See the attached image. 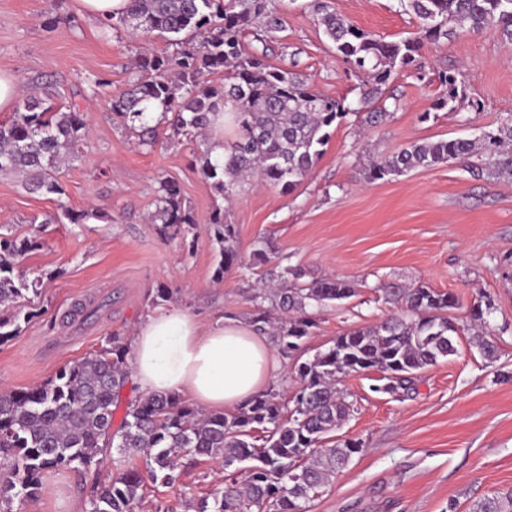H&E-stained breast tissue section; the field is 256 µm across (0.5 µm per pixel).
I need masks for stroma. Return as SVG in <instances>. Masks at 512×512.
Segmentation results:
<instances>
[{
    "label": "stroma",
    "mask_w": 512,
    "mask_h": 512,
    "mask_svg": "<svg viewBox=\"0 0 512 512\" xmlns=\"http://www.w3.org/2000/svg\"><path fill=\"white\" fill-rule=\"evenodd\" d=\"M324 0H276L283 28L268 58L272 66L306 76L323 96L357 101L364 77L351 70L317 23ZM348 22L387 40L414 35L419 19L397 0H325ZM61 16L50 29L47 18ZM164 39L144 41L125 29L103 30L78 0H0V72L26 89L61 103L78 100L86 113L88 146L59 173L63 196L27 190L19 175H0V228L33 237L36 249L19 260L40 280L37 315L0 343V391L42 384L63 367L132 337L152 311L177 306L203 324L247 321L256 286L277 287L283 267L302 269L304 283L341 277L356 296L314 309L317 326L303 358L332 346L352 328L368 327L397 306L387 284L425 285L450 292L459 305L447 312L457 326L458 352L421 370L413 391H379L381 372L354 373L341 382L354 412L333 437L361 450L310 505V512H471L473 503L512 489V178L474 176L467 163L416 169L395 180L366 181L372 158L411 142L476 138L512 115V44L487 27L424 43L420 69L396 71L374 100L386 118L368 126L349 114L330 129L324 152L287 195L268 185L246 187L233 203V245L239 263L216 280L220 245L208 225L223 197L200 177L196 142L137 145L109 109L112 95L142 75L138 60L169 53ZM455 71L469 104L433 111L443 94L438 75ZM106 79L96 87L97 79ZM177 183L197 219L177 238L148 223L160 180ZM99 207L104 220L42 223L60 206ZM268 260L252 265L256 250ZM169 289L161 298L157 289ZM495 307L486 328L498 353L484 359L473 345L469 309L480 299ZM182 481L149 491L140 512L165 504L189 512L191 499L222 485L219 461L190 455ZM108 469H61L17 512H85L92 488Z\"/></svg>",
    "instance_id": "1"
}]
</instances>
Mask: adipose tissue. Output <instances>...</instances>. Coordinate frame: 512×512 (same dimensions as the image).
<instances>
[{
  "mask_svg": "<svg viewBox=\"0 0 512 512\" xmlns=\"http://www.w3.org/2000/svg\"><path fill=\"white\" fill-rule=\"evenodd\" d=\"M281 369L276 352L240 320L207 326L172 306L134 330L132 370L140 389L186 396L207 411L244 406Z\"/></svg>",
  "mask_w": 512,
  "mask_h": 512,
  "instance_id": "adipose-tissue-1",
  "label": "adipose tissue"
}]
</instances>
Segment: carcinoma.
<instances>
[{
    "instance_id": "carcinoma-1",
    "label": "carcinoma",
    "mask_w": 512,
    "mask_h": 512,
    "mask_svg": "<svg viewBox=\"0 0 512 512\" xmlns=\"http://www.w3.org/2000/svg\"><path fill=\"white\" fill-rule=\"evenodd\" d=\"M398 5L421 20L419 36L378 39L322 6L318 24L336 53L372 80L361 99L364 105L397 70L418 66L422 43L448 37L450 24L460 32L493 26L512 44V0H398ZM101 24L143 37L159 32L179 45L172 54L142 57L140 68L147 77L112 96L109 107L140 146L155 145L165 129L167 145L176 147L185 138L208 134L212 116L224 113L233 129L224 157H211L207 148L196 161L201 179L227 201L253 176L283 192L292 191L319 160L327 128L359 112L268 63V51L281 29L271 0H127L123 11L101 19ZM250 28L256 29L259 46L247 50L241 35ZM214 74L224 76V82L204 81ZM439 80L445 93L433 109L452 112L467 99V87L450 71L440 73ZM86 138L79 105L57 107L36 92L28 93L18 100L9 120L0 121V175L21 174L29 190L62 196L55 171ZM481 153L486 162L475 167L476 175L512 176V116L484 133L480 142L453 138L411 143L373 161L365 178L401 177L418 168L467 162ZM61 216L72 224L103 218L98 209L76 212L67 207ZM150 223L175 235L182 225L196 223L176 183L159 181ZM209 224L221 245L216 278L222 281L238 261L231 245L236 230L220 208L211 213ZM33 247L29 238L0 233V305H16L9 316L0 315V340L17 335L21 324L37 315L31 307H19L39 294V282L17 271L19 258ZM290 276L298 280L302 271L284 268L277 292L252 296L249 317L254 330L264 334L270 324L264 303L269 300L283 310L286 317L272 336L288 355L301 349L316 326L309 308L356 294L347 279L331 277L298 286L288 283ZM385 294L407 314L343 333L326 351L297 365L300 387L291 398L266 391L235 413H205L175 393H154L127 403L119 426L112 429L131 373L130 343L120 336L61 369L48 383L1 391L0 512H13L14 501L35 497L49 471L89 469L105 462L112 465V478L93 488L86 512H138L148 486L180 482L179 459L185 452L220 459L224 466L223 488L199 500L192 506L194 512H308L309 504L360 452L356 441L324 445L350 415V403L338 388L343 377L376 369L386 380L383 391L406 392L415 372L457 353L458 328L446 315L458 304L454 294L397 284L388 286ZM493 310L490 300H479L469 315L475 324L485 325ZM135 455L143 456V467L129 466ZM511 508L509 490L476 501L472 512Z\"/></svg>"
}]
</instances>
